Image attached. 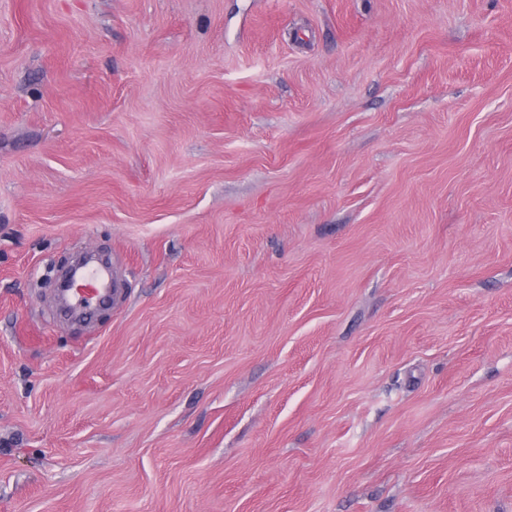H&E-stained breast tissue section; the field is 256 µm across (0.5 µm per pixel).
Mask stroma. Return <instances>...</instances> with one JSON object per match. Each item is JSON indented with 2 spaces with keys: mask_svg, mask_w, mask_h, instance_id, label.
Here are the masks:
<instances>
[{
  "mask_svg": "<svg viewBox=\"0 0 512 512\" xmlns=\"http://www.w3.org/2000/svg\"><path fill=\"white\" fill-rule=\"evenodd\" d=\"M0 512H512V0H0ZM79 267L80 264L76 259L71 262L67 261L61 266L60 272L65 271L62 277L67 278L61 283V288L63 290L71 288L69 292L70 301L73 300L72 306L89 310L92 305L96 306L97 303L107 299L109 293L107 288L108 272L100 267L86 269V272L75 283V287L72 288Z\"/></svg>",
  "mask_w": 512,
  "mask_h": 512,
  "instance_id": "stroma-1",
  "label": "stroma"
}]
</instances>
